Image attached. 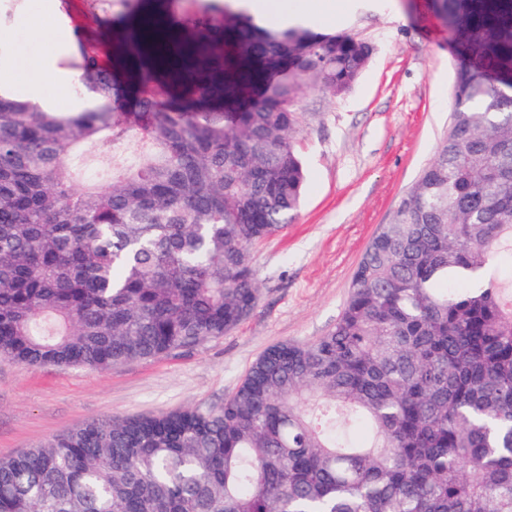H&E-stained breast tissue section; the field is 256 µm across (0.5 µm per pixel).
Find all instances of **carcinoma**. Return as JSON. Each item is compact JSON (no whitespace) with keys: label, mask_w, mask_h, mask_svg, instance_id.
Instances as JSON below:
<instances>
[{"label":"carcinoma","mask_w":512,"mask_h":512,"mask_svg":"<svg viewBox=\"0 0 512 512\" xmlns=\"http://www.w3.org/2000/svg\"><path fill=\"white\" fill-rule=\"evenodd\" d=\"M118 2L129 82L81 40L78 96L0 94V356L105 370L224 336L257 306L252 247L305 174L303 88L346 94L372 48L232 0ZM457 64L435 158L365 250L333 327L267 349L220 406L73 427L0 458V512H512V0H436ZM98 145L138 158L73 187ZM370 427L357 447L351 435ZM101 153L99 146H86L77 154L82 156L81 161L76 158L72 163L75 169V186L82 188L89 184H97L106 187L112 179V171L101 163L98 155ZM88 175L96 176L91 180Z\"/></svg>","instance_id":"1"}]
</instances>
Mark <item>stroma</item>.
<instances>
[{
  "instance_id": "1",
  "label": "stroma",
  "mask_w": 512,
  "mask_h": 512,
  "mask_svg": "<svg viewBox=\"0 0 512 512\" xmlns=\"http://www.w3.org/2000/svg\"><path fill=\"white\" fill-rule=\"evenodd\" d=\"M44 3L0 0L11 15L0 24V45L10 51L1 72L33 70L76 31L112 52L111 12L60 0L62 39L54 43L26 24L43 16ZM333 30L370 42L374 53L347 94L306 89L299 96L302 204L294 223L254 250L257 307L223 337L178 356L107 370L32 369L0 358V457L94 420L221 405L268 348L332 328L368 244L436 154L455 72L434 0H336Z\"/></svg>"
}]
</instances>
